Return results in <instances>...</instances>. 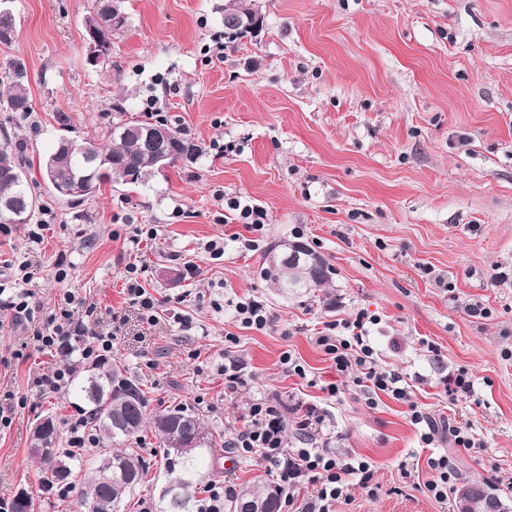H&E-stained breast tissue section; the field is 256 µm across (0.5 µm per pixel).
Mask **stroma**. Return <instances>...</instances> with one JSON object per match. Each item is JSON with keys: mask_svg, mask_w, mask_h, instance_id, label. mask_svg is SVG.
<instances>
[{"mask_svg": "<svg viewBox=\"0 0 512 512\" xmlns=\"http://www.w3.org/2000/svg\"><path fill=\"white\" fill-rule=\"evenodd\" d=\"M255 3L262 30L220 50L224 0H127L129 27L92 66L82 39L91 0H11L17 37L0 44V62H25L33 113L22 120L0 106V142L25 141L34 159L62 136L102 139L119 103L131 114L153 107L201 154L136 189L103 184L75 209L38 168L27 169L33 220L47 209L55 222L33 248L25 225H12L0 236V270L21 260L37 268V314L68 290L124 316L112 360L146 385L151 410L199 415L213 439L207 480L235 488L263 474L276 483L228 446L248 403L269 399L289 438L312 410L313 438L371 462L376 495L353 486L336 512H455L454 500L437 502L425 487L433 453L453 454L452 486L488 482L512 508V0ZM230 141L238 151L223 154ZM225 196L264 207L263 250L243 253L232 242L243 226L223 220ZM128 224L162 232L133 252L118 237ZM297 230L335 270L330 303L281 297L261 277L267 251ZM218 236L224 258L214 262L198 245ZM132 260L146 269L145 288L186 314L191 329L142 330L123 290ZM188 262L197 275L170 284L169 273ZM243 296L265 304L270 327H241L224 302ZM361 309L378 316L370 342L379 364L410 384V402L471 428L480 447L423 448L409 403L367 396L336 376L315 338ZM228 333L238 339L229 351ZM20 339L0 325V392L26 401L0 430V495L27 496L32 512H62L60 497L37 480L31 429L40 414L63 422L79 406L68 394L35 396L32 377L48 357H15ZM286 351L306 378L284 371ZM228 353L252 374L235 391L221 372ZM462 372L474 391L456 398L446 384ZM333 381L332 398L323 387ZM139 446L151 468L122 512L146 504L159 512L164 448L149 431Z\"/></svg>", "mask_w": 512, "mask_h": 512, "instance_id": "1", "label": "stroma"}]
</instances>
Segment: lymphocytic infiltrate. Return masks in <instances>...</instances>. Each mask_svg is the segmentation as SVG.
<instances>
[{
  "instance_id": "obj_1",
  "label": "lymphocytic infiltrate",
  "mask_w": 512,
  "mask_h": 512,
  "mask_svg": "<svg viewBox=\"0 0 512 512\" xmlns=\"http://www.w3.org/2000/svg\"><path fill=\"white\" fill-rule=\"evenodd\" d=\"M235 211L246 234L237 237L241 251L259 249L266 226L267 213L259 205L242 203L231 197L226 201ZM13 293H6L0 285V313L9 316L11 324L23 326L30 333L37 349L56 355L57 363L47 367L34 379L40 393H65L80 365L104 359L110 353L121 330L120 325L104 329L95 304L78 302L71 293L64 294L60 302L47 311L42 321L32 316L30 300L34 296L31 284L35 273L30 265L18 263ZM137 264L126 267L125 292L129 302L136 306L144 329H152L167 320L188 326L185 315L175 311H161L160 304L140 280ZM377 317L368 311H358L353 318L337 323L334 331L316 339L324 353L333 362L337 374L356 375L364 391L378 392L393 399L407 402L413 424L422 426L420 440L432 445L438 428L434 418L411 403L407 387L400 376L379 366L369 340V327ZM288 425L269 400L260 399L248 405L246 422L236 430L230 445L244 457H259L266 468L280 474V494L286 506H298L299 512H334L339 500L350 497L353 482L369 486L373 473L364 458L336 453L335 449L316 445L311 436H304L298 447H291L286 436ZM306 484L308 493L303 500H295L298 484Z\"/></svg>"
}]
</instances>
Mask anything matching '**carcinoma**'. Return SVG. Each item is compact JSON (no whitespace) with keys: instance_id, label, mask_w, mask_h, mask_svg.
Segmentation results:
<instances>
[{"instance_id":"obj_1","label":"carcinoma","mask_w":512,"mask_h":512,"mask_svg":"<svg viewBox=\"0 0 512 512\" xmlns=\"http://www.w3.org/2000/svg\"><path fill=\"white\" fill-rule=\"evenodd\" d=\"M252 14L246 0H226L224 4V39L234 42L262 28L263 21L238 22ZM6 80H0L7 108L26 116L33 111L28 90V74L25 63L16 58L5 62ZM113 109L122 117L112 124L108 144L93 143L96 154L105 159L92 179L89 190L82 199L89 200L109 181L123 185H139L155 174L154 166L146 158L144 141L130 131L136 127L170 128L168 122L149 111L138 115H126L121 104ZM172 155L170 166L183 156L198 152L196 145L187 142L182 133L172 130L169 143ZM52 154L56 158L55 179L58 185H66L85 173L83 164L67 161L59 149ZM28 162L25 156L12 149L10 143L0 145V222L20 213L31 216L37 198L25 183H18L12 175L23 173ZM305 259L295 262L280 261L277 254L270 256V263L263 276L272 281L277 292L284 295L307 296L329 285L333 269L321 253L306 246ZM70 394L81 401L89 413L92 428L102 443H112L100 454V463L93 470L85 489L80 494V506L87 512H120L124 497L142 482L149 463L139 454L136 446L140 434L152 430L165 448V468L175 475L160 493V512H195L194 494L197 484L204 477L200 469L203 451L189 447L191 440L202 437L207 448H212V438L202 422L181 408L159 412L148 411L149 398L139 379L128 367L119 362H99L88 368L86 374L77 376L70 384ZM39 480L46 489L65 481L71 474L73 457L61 448H54L39 455ZM112 468V480L102 476L105 467ZM462 485L471 488L470 509L482 508L483 498L494 488L486 482L465 480ZM243 503L260 504L268 512H278L279 492L270 483L262 481L244 486L232 492L224 508L238 512Z\"/></svg>"}]
</instances>
